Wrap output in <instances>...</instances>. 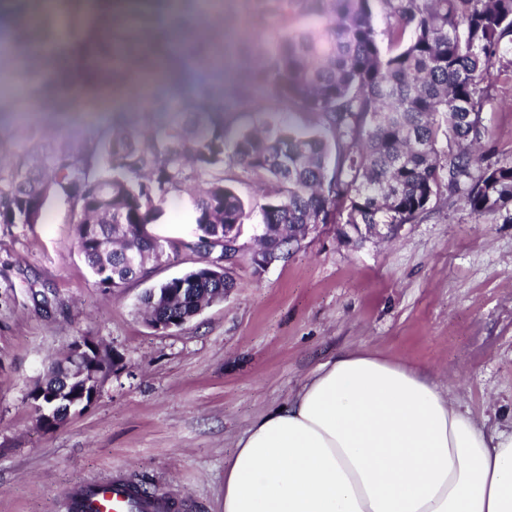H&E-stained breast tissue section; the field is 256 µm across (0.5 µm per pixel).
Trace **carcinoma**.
<instances>
[{
	"label": "carcinoma",
	"mask_w": 512,
	"mask_h": 512,
	"mask_svg": "<svg viewBox=\"0 0 512 512\" xmlns=\"http://www.w3.org/2000/svg\"><path fill=\"white\" fill-rule=\"evenodd\" d=\"M258 37L278 35L260 62L231 84L232 105L157 95L78 144L31 132L17 163L0 161V224L22 205L63 198L79 248L97 285L122 287L148 274L170 247L151 228L184 187L200 233L180 246L207 258L224 227L241 224L246 204L233 183L264 187L260 247L280 255L300 246L309 224H334L348 242L362 224L385 234L433 212L432 201L460 202L478 217L512 223V160L482 165L471 146L492 139L485 106L494 73L512 72V0H250ZM112 41L93 44V69L72 70L71 95L85 93ZM185 51L219 59L221 47L188 39ZM267 107L307 117L297 126L267 113L259 128H234L224 113ZM233 281L202 279L189 291L167 280L171 304L151 292L145 314L165 317L209 302ZM69 357L48 367V392H82ZM88 367L100 380L112 360Z\"/></svg>",
	"instance_id": "carcinoma-1"
}]
</instances>
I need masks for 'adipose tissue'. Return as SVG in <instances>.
Segmentation results:
<instances>
[{
    "label": "adipose tissue",
    "instance_id": "ef3b65f1",
    "mask_svg": "<svg viewBox=\"0 0 512 512\" xmlns=\"http://www.w3.org/2000/svg\"><path fill=\"white\" fill-rule=\"evenodd\" d=\"M224 512H512V430L408 365L347 349L238 439Z\"/></svg>",
    "mask_w": 512,
    "mask_h": 512
}]
</instances>
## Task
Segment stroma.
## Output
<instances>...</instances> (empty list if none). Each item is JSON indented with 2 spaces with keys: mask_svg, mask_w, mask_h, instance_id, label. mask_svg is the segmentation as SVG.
<instances>
[{
  "mask_svg": "<svg viewBox=\"0 0 512 512\" xmlns=\"http://www.w3.org/2000/svg\"><path fill=\"white\" fill-rule=\"evenodd\" d=\"M31 0H0V158L16 159L34 130L80 141L129 112L112 87L92 86V116L67 101H40L21 115L30 79L55 78V56L19 59L11 48ZM251 40L247 0H226L193 34ZM224 76L189 61L159 91L220 93ZM488 162L512 158V80L500 77L486 105ZM320 224L291 254L260 269L250 255L231 270L224 301L182 328L154 331L140 314L150 285L201 265L170 253L124 288H98L79 250L68 204L49 198L36 224H0V512H63L67 497L113 477L147 482L181 512H224V462L239 437L288 400L319 364L355 347L418 368L475 417L512 427V223L478 222L460 204L390 235L349 243ZM94 338L118 365L82 413L45 430L27 398L76 337Z\"/></svg>",
  "mask_w": 512,
  "mask_h": 512,
  "instance_id": "35a3bbf8",
  "label": "stroma"
}]
</instances>
